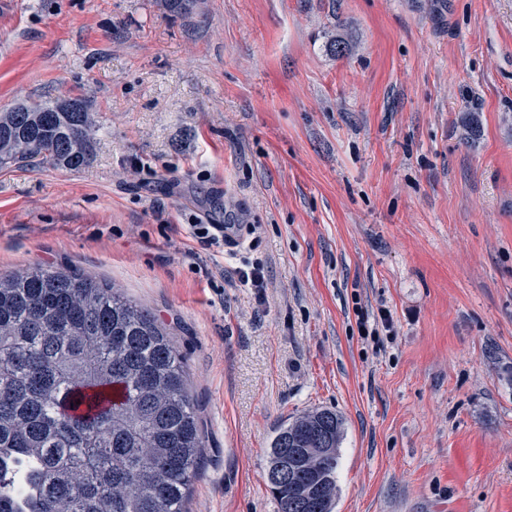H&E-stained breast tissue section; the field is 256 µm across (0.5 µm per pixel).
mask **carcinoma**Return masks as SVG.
Instances as JSON below:
<instances>
[{
  "label": "carcinoma",
  "instance_id": "obj_1",
  "mask_svg": "<svg viewBox=\"0 0 512 512\" xmlns=\"http://www.w3.org/2000/svg\"><path fill=\"white\" fill-rule=\"evenodd\" d=\"M47 101L0 113V166L25 159L71 171L91 155L88 111ZM121 390L85 413L88 392ZM343 420L329 409L282 426L267 471L324 448L320 488L268 480L280 512H332ZM182 357L153 313L73 269L0 275V512H185L201 448Z\"/></svg>",
  "mask_w": 512,
  "mask_h": 512
}]
</instances>
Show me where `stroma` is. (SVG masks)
Masks as SVG:
<instances>
[{
	"label": "stroma",
	"mask_w": 512,
	"mask_h": 512,
	"mask_svg": "<svg viewBox=\"0 0 512 512\" xmlns=\"http://www.w3.org/2000/svg\"><path fill=\"white\" fill-rule=\"evenodd\" d=\"M67 98L89 161L0 168V274L78 268L166 325L187 512H279L271 441L315 408L333 512H512V0H0V113ZM247 263L263 287L219 275ZM238 224H197L194 225V234L204 246L220 245V242L228 245H238L239 240L235 233Z\"/></svg>",
	"instance_id": "35a3bbf8"
}]
</instances>
